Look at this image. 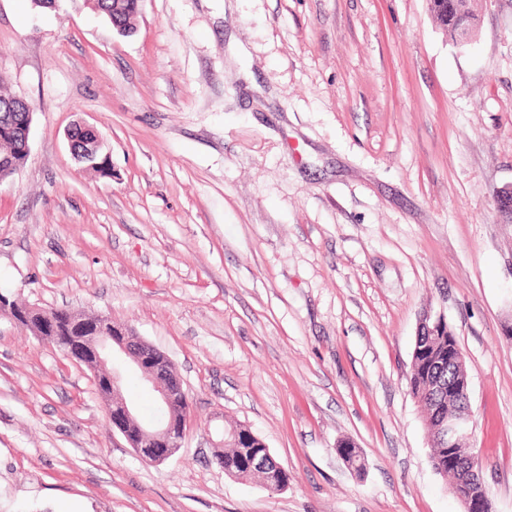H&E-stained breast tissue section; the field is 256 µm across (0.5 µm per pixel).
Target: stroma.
<instances>
[{
	"instance_id": "1",
	"label": "stroma",
	"mask_w": 512,
	"mask_h": 512,
	"mask_svg": "<svg viewBox=\"0 0 512 512\" xmlns=\"http://www.w3.org/2000/svg\"><path fill=\"white\" fill-rule=\"evenodd\" d=\"M475 5L455 45L429 0H143L129 36L84 0H0V77L33 109L0 182V293L109 315L191 403L179 453L147 464L91 371L0 315V512H462L409 389L427 312L512 512V0ZM77 120L111 176L74 160ZM230 422L286 489L213 463Z\"/></svg>"
}]
</instances>
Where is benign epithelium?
<instances>
[{
	"label": "benign epithelium",
	"instance_id": "obj_1",
	"mask_svg": "<svg viewBox=\"0 0 512 512\" xmlns=\"http://www.w3.org/2000/svg\"><path fill=\"white\" fill-rule=\"evenodd\" d=\"M67 139L78 163L93 167L106 160L101 153L103 138L96 126L77 121L68 128ZM57 313L56 309L28 305L23 314V328L51 346L56 339L48 335L49 325ZM66 313L76 332L72 337L74 354L68 358L93 372V382L112 429L124 437L142 461L150 464L168 461L182 448L190 417L188 392L170 358L106 315H91L86 310L71 308ZM418 335L448 337V363L463 362L455 334L444 316L426 315L419 325ZM127 369L138 372L143 383L156 394L166 414L164 421L153 426L137 421L134 409L122 392V376ZM448 400L456 402L460 408L438 424L440 440L450 449L468 448L472 438L469 380L463 378L459 384H448ZM451 465L458 471L460 486L464 489L458 498L465 512H490L487 500L482 497L484 481L476 455L470 454L465 460L453 459Z\"/></svg>",
	"mask_w": 512,
	"mask_h": 512
}]
</instances>
